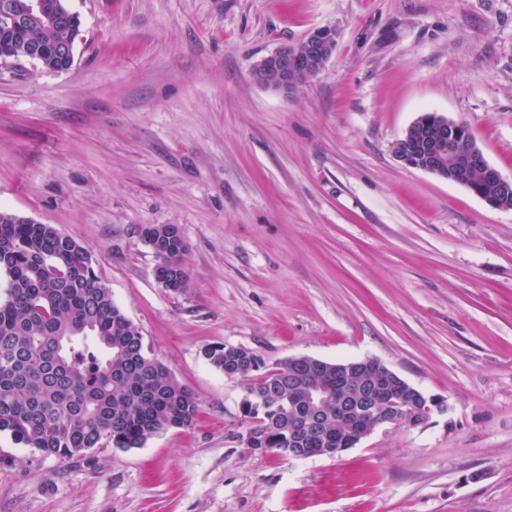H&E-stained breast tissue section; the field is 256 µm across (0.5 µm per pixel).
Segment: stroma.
<instances>
[{"mask_svg":"<svg viewBox=\"0 0 512 512\" xmlns=\"http://www.w3.org/2000/svg\"><path fill=\"white\" fill-rule=\"evenodd\" d=\"M71 69L0 68V211L50 224L200 404L143 447L59 459L0 433V512H512V212L404 165L421 114L512 178V0H69ZM315 78L253 82L318 28ZM180 225L184 290L143 231ZM244 346L374 358L448 409L339 455L244 448Z\"/></svg>","mask_w":512,"mask_h":512,"instance_id":"35a3bbf8","label":"stroma"}]
</instances>
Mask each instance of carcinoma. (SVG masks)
Returning <instances> with one entry per match:
<instances>
[{
  "mask_svg": "<svg viewBox=\"0 0 512 512\" xmlns=\"http://www.w3.org/2000/svg\"><path fill=\"white\" fill-rule=\"evenodd\" d=\"M81 19L67 27L21 24L0 45L30 55L50 72L65 70L69 58L58 47L74 43ZM156 277L185 288L188 271L175 237L161 242ZM0 433L24 448L73 458L94 448H141L169 428L196 421L197 398L158 359L143 336L112 300L91 256L51 224H25L0 212ZM206 359L224 371L233 358L226 346L209 347ZM245 376L255 393L269 389L273 373L259 357ZM327 423L334 454L349 447L346 424ZM258 447L288 455L306 433L305 420L290 408L248 402Z\"/></svg>",
  "mask_w": 512,
  "mask_h": 512,
  "instance_id": "1",
  "label": "carcinoma"
}]
</instances>
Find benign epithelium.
<instances>
[{"label":"benign epithelium","mask_w":512,"mask_h":512,"mask_svg":"<svg viewBox=\"0 0 512 512\" xmlns=\"http://www.w3.org/2000/svg\"><path fill=\"white\" fill-rule=\"evenodd\" d=\"M70 11H48L43 0H25L20 11L4 7L0 22L15 25L59 23ZM336 49V29L325 26L315 30L293 46L282 48L257 61L251 77L257 84L288 91L303 81L319 75ZM462 122L437 112L420 115L405 130L395 146V154L404 164L432 173L468 189L494 210L512 212V178H505L491 165L480 147L471 143L462 148ZM294 367H310L317 374L336 379V387L304 386L293 377L278 378L262 395L247 392L246 398L263 404L278 391L288 388V403L303 407L308 415L310 430L321 435L324 431V408L331 396H336V415L342 419L353 416L364 424L352 441L357 446L376 428L392 424L399 428H415L445 409L444 401L430 397L420 399L417 389L382 362L373 358L328 362L306 355L290 357ZM253 368L252 351L241 347L236 364L225 377L241 379L246 369Z\"/></svg>","instance_id":"benign-epithelium-1"}]
</instances>
